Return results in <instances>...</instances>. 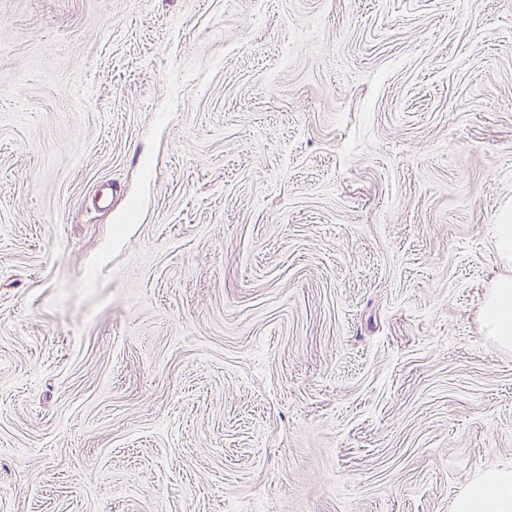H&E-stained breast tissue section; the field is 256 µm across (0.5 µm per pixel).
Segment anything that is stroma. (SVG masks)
Returning <instances> with one entry per match:
<instances>
[{
    "label": "stroma",
    "mask_w": 512,
    "mask_h": 512,
    "mask_svg": "<svg viewBox=\"0 0 512 512\" xmlns=\"http://www.w3.org/2000/svg\"><path fill=\"white\" fill-rule=\"evenodd\" d=\"M509 221L512 0H0V512H450Z\"/></svg>",
    "instance_id": "35a3bbf8"
}]
</instances>
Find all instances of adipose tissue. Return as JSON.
<instances>
[{
  "label": "adipose tissue",
  "mask_w": 512,
  "mask_h": 512,
  "mask_svg": "<svg viewBox=\"0 0 512 512\" xmlns=\"http://www.w3.org/2000/svg\"><path fill=\"white\" fill-rule=\"evenodd\" d=\"M498 260L505 275L494 282L483 309L487 336L502 348L512 347V222L493 227ZM453 512H512V469L486 468L454 500Z\"/></svg>",
  "instance_id": "adipose-tissue-1"
}]
</instances>
